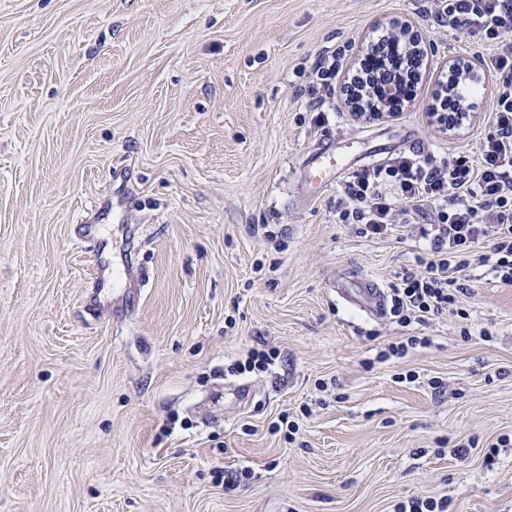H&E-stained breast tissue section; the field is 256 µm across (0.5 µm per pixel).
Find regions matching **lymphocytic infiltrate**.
Wrapping results in <instances>:
<instances>
[{
  "mask_svg": "<svg viewBox=\"0 0 512 512\" xmlns=\"http://www.w3.org/2000/svg\"><path fill=\"white\" fill-rule=\"evenodd\" d=\"M436 15L494 49L483 60L496 85L491 131L474 156L402 155L355 174L337 205L340 223L359 225L361 234L376 238L408 227L414 212L433 205L431 253L391 287V311L405 328L446 312L466 318L459 305L464 272L485 267L512 286V0H436ZM375 74L411 98L418 74L392 33L376 35L361 60L354 82L360 97H367Z\"/></svg>",
  "mask_w": 512,
  "mask_h": 512,
  "instance_id": "f902f5d3",
  "label": "lymphocytic infiltrate"
}]
</instances>
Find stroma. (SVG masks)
Listing matches in <instances>:
<instances>
[{"instance_id":"stroma-1","label":"stroma","mask_w":512,"mask_h":512,"mask_svg":"<svg viewBox=\"0 0 512 512\" xmlns=\"http://www.w3.org/2000/svg\"><path fill=\"white\" fill-rule=\"evenodd\" d=\"M405 22L426 39L413 99L340 110L369 40ZM336 48L318 123L295 90ZM488 53L434 0H0V512H512V287L468 272L467 319L377 361L403 328L331 278L391 287L432 214L364 236L339 185L301 178L328 139L366 171L477 150L489 74L461 128L431 112L449 60ZM252 348L274 365L234 372ZM336 293L353 308L370 317L379 318L385 313V288L374 279L353 276L350 280L337 284ZM430 339L427 336H406L398 342H391L385 345L378 353L377 359L381 361H389L393 359L404 358L412 349L418 346H426ZM446 500L432 497H412L397 504L396 512H446Z\"/></svg>"}]
</instances>
